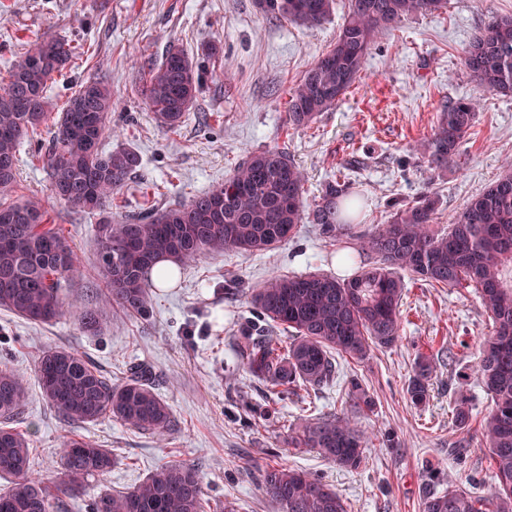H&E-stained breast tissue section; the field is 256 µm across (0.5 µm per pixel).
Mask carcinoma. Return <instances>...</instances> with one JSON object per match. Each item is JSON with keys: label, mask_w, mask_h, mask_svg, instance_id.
I'll return each instance as SVG.
<instances>
[{"label": "carcinoma", "mask_w": 512, "mask_h": 512, "mask_svg": "<svg viewBox=\"0 0 512 512\" xmlns=\"http://www.w3.org/2000/svg\"><path fill=\"white\" fill-rule=\"evenodd\" d=\"M264 13L303 25L326 19L334 0H257ZM444 0H349L332 48L292 88L289 125L306 126L330 110L354 83L375 35L398 19L437 11ZM75 52L57 37L38 39L11 64L0 84V196L16 182L18 148L28 131L51 123L43 154L51 193L68 204L103 211L141 167L133 150L105 152L112 112L108 85L95 78L67 98L51 118L46 96L53 75L72 67ZM461 66L478 85L512 96V15H491L465 49ZM202 88L198 66L176 46L149 72L145 95L157 122L173 131L184 123ZM477 103L458 99L444 106L428 144V166L461 165V145L476 119ZM304 175L279 149L250 153L224 184L148 215L126 214L98 227V265L105 284L103 301L147 317L152 312L151 268L165 257L184 265L203 252H264L287 241L308 218L332 239L355 241L344 262L365 256L367 264L347 281L325 274H273L251 291L252 302L270 328L284 327L292 340L248 336L243 346L247 371L261 382L269 405L292 387L319 388L333 381L339 359H365L373 347L399 339L402 273L435 286L476 288L492 322L478 343L476 368L490 408L480 421L497 479L485 498L459 489L429 492L423 512H512V164L473 198L448 232L433 227L435 200L428 194L397 208L391 221L369 234L355 235L363 197L350 180L329 183L310 212L303 208ZM76 270L69 241L46 224L39 203L0 205V308L32 323L65 315L72 304L62 294V279ZM78 320L89 336L99 335L104 318L83 306ZM434 361L419 355L407 385L411 403L429 397ZM41 393L68 424L111 417L137 430L163 434L170 428L168 404L156 393V374L136 364L120 383L84 357L63 348L45 351L38 361ZM350 413L316 417L288 444L312 448L323 459L357 469L365 458L363 432L354 418L373 411L374 400L355 378L347 386ZM22 376L0 367V477L12 487L0 492V512H52L51 493L30 478V442L12 422L25 405ZM469 398L455 404V425L469 427ZM59 484L79 494L87 480L112 469V452L80 435L66 436L60 448ZM265 493L280 512H346L343 500L321 479L283 463L262 474ZM198 470L176 463L157 467L125 492H103L90 512H206Z\"/></svg>", "instance_id": "carcinoma-1"}]
</instances>
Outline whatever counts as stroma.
I'll return each mask as SVG.
<instances>
[{
	"instance_id": "obj_1",
	"label": "stroma",
	"mask_w": 512,
	"mask_h": 512,
	"mask_svg": "<svg viewBox=\"0 0 512 512\" xmlns=\"http://www.w3.org/2000/svg\"><path fill=\"white\" fill-rule=\"evenodd\" d=\"M346 10L347 0H336L333 13L310 27L262 13L254 0H0V78L29 42L69 40L79 57L48 83L53 112L86 80L107 81L114 107L102 147L131 149L142 159L107 213L80 211L50 193L49 173L38 159L47 128L23 140L13 198L40 200L49 223L74 247L77 270L65 280L64 295L84 300L103 291L96 252L104 216L189 201L261 149L286 151L302 170L306 205L317 202L331 180L359 183L365 208L356 233L388 223L394 204L426 192L437 201V229L447 230L512 163V98L479 87L460 63L489 15L512 14V0H448L434 14L402 18L376 36L363 70L335 108L307 126L290 127L288 94L331 49ZM171 45L205 72L201 93L174 132L157 126L145 97L148 73ZM471 97L479 110L461 147L463 167L428 169L425 149L440 110ZM341 249L318 225L304 223L262 255L202 254L179 267L171 286L153 289L149 320L103 306L106 328L99 336L83 333L73 314L33 324L0 310V366L23 376L28 395L15 426L31 443V477L52 488L59 482L58 450L67 427L41 396L37 365L44 351L63 347L116 381L131 363L151 365L172 417L161 436L108 417L79 427V434L111 450L115 464L104 478L89 479L80 497L66 500V512H88L100 490H130L167 462L198 469L211 512L227 501L238 512H278L261 487L260 471L281 462L330 485L347 512H422L428 490L489 496L495 480L479 421L490 400L477 379L475 343L491 321L471 286L407 281L396 344L372 349L361 362L341 361L333 382L295 388L275 413L265 414L264 387L241 356L244 329L256 317L249 290L275 272L350 278L353 268L337 259ZM420 353L434 356L436 372L426 405L417 407L406 387ZM353 375L375 400L359 420L371 439L364 464L344 469L311 449L287 447L289 433L306 420L348 412L345 383ZM462 393L472 407L466 431L452 416ZM431 469L441 470L444 481L428 483Z\"/></svg>"
}]
</instances>
